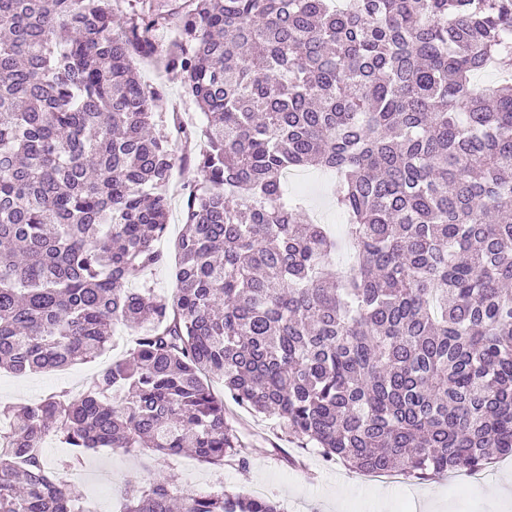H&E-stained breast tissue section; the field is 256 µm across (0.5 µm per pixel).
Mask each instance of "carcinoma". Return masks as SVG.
Masks as SVG:
<instances>
[{
	"instance_id": "cac0c4a2",
	"label": "carcinoma",
	"mask_w": 512,
	"mask_h": 512,
	"mask_svg": "<svg viewBox=\"0 0 512 512\" xmlns=\"http://www.w3.org/2000/svg\"><path fill=\"white\" fill-rule=\"evenodd\" d=\"M174 33L166 43L161 30ZM148 56L209 120L181 130L172 301L128 287L165 261L171 171L152 134ZM512 0H0V368L91 362L144 326L82 393L0 429V512H74L49 436L243 465L225 401L358 473L419 480L512 454ZM336 173L348 266L285 189ZM224 382V398L204 375ZM122 512H282L177 496L160 473Z\"/></svg>"
}]
</instances>
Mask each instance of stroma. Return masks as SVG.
I'll use <instances>...</instances> for the list:
<instances>
[{"label": "stroma", "mask_w": 512, "mask_h": 512, "mask_svg": "<svg viewBox=\"0 0 512 512\" xmlns=\"http://www.w3.org/2000/svg\"><path fill=\"white\" fill-rule=\"evenodd\" d=\"M147 88L158 89L154 101L156 134L166 136L170 150L181 157L169 184V224L158 247L166 256L165 264L146 272L132 274V288H152L162 297L177 290L175 242L182 231L184 184L198 180L196 166L186 161L181 139L173 130L174 117L199 119V111L183 88L180 78L144 67ZM306 180L302 194L309 214L341 235L347 218L337 210L334 197L340 185L334 173L314 168L302 172ZM134 329L116 326L113 345L90 363H77L52 374L16 376L0 369V404L20 406L49 398L60 391L80 392L100 370L121 358ZM228 417L251 443L246 467L228 461L221 466L200 462L182 453L158 457L151 453L133 456L119 450L100 448L85 455L79 466V480L72 489L81 498L87 512H119L122 489L148 486L161 471L175 477L174 490L183 495L192 492H224L243 496L262 494L282 504L285 512H512V491L501 493L506 476H512V462L486 467V478L477 489L460 484L458 475L429 481L404 478L401 485L388 486L370 476L353 472L341 463H326L315 449L298 451L284 441L278 420L228 405Z\"/></svg>", "instance_id": "stroma-1"}]
</instances>
